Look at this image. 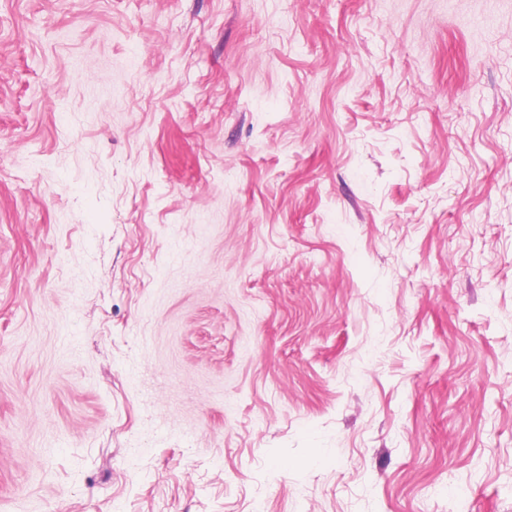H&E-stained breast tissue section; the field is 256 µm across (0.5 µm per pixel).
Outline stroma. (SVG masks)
<instances>
[{"instance_id":"35a3bbf8","label":"stroma","mask_w":512,"mask_h":512,"mask_svg":"<svg viewBox=\"0 0 512 512\" xmlns=\"http://www.w3.org/2000/svg\"><path fill=\"white\" fill-rule=\"evenodd\" d=\"M0 512H512V0H0Z\"/></svg>"}]
</instances>
